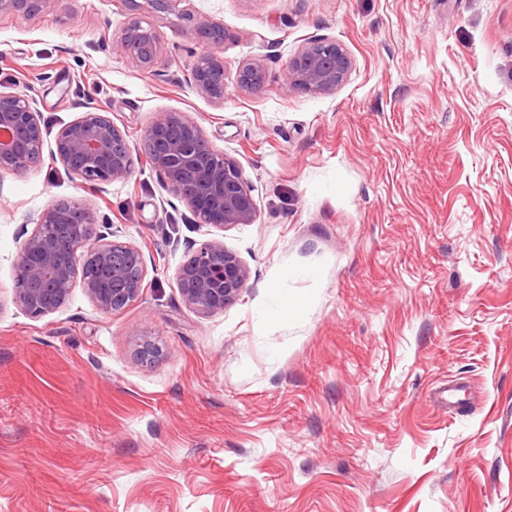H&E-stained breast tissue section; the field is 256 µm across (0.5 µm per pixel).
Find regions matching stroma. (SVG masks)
Wrapping results in <instances>:
<instances>
[{"mask_svg": "<svg viewBox=\"0 0 512 512\" xmlns=\"http://www.w3.org/2000/svg\"><path fill=\"white\" fill-rule=\"evenodd\" d=\"M186 13L224 27L223 101ZM134 18L149 70L116 48ZM320 39L346 80L289 88ZM0 89L53 130L105 106L134 149L97 189L48 154L0 181V512H512V0H56L0 13ZM167 112L238 161L254 223H189L144 154ZM58 200L142 251L126 309L15 302L24 219ZM211 240L250 277L202 316L175 272ZM133 26H136L137 30L129 36L128 30ZM149 44L152 45V49L148 47ZM116 46L124 57L144 70L153 68L157 62L158 35L152 26L144 27L140 21H131L122 28ZM221 72L224 75V59L206 48L197 58L192 68L194 85L201 92L215 100L224 99V80L215 83L210 79V72Z\"/></svg>", "mask_w": 512, "mask_h": 512, "instance_id": "35a3bbf8", "label": "stroma"}]
</instances>
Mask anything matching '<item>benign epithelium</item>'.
Masks as SVG:
<instances>
[{
	"label": "benign epithelium",
	"mask_w": 512,
	"mask_h": 512,
	"mask_svg": "<svg viewBox=\"0 0 512 512\" xmlns=\"http://www.w3.org/2000/svg\"><path fill=\"white\" fill-rule=\"evenodd\" d=\"M53 0H0V13H39ZM124 57L144 70L154 67L159 39L155 29L131 21L116 41ZM336 60V67L327 61ZM351 59L333 41L315 40L288 62V85L313 92L340 86ZM224 72V59L205 49L192 68L194 85L215 100L224 99V82L210 72ZM240 87L260 88L264 70L242 68ZM0 175L21 174L40 163L47 137L54 136L52 157L65 173L86 185L98 186L132 173L133 149L125 134L101 105L52 132L41 122L31 102L0 90ZM152 146L148 158L170 190L186 203L196 224L224 227L252 224L257 204L249 180L238 162L214 148L202 129L183 112H167L146 132ZM25 223L34 229L19 245L15 259V298L27 315L41 318L66 305L73 288L81 286L103 314L124 309L140 296L146 269L140 249L109 240L112 225L99 223L84 204H48ZM121 250L122 261L113 260ZM249 270L224 243L211 241L196 250L176 272L185 304L202 315L224 310L246 288Z\"/></svg>",
	"instance_id": "1"
}]
</instances>
